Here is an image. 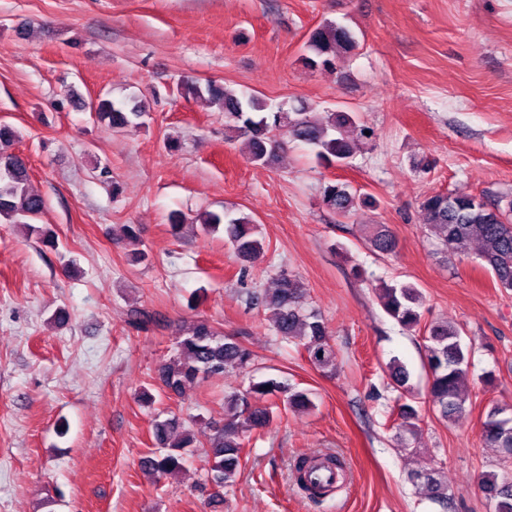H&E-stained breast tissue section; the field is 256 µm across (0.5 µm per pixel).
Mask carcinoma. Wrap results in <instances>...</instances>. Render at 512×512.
Returning <instances> with one entry per match:
<instances>
[{
  "label": "carcinoma",
  "mask_w": 512,
  "mask_h": 512,
  "mask_svg": "<svg viewBox=\"0 0 512 512\" xmlns=\"http://www.w3.org/2000/svg\"><path fill=\"white\" fill-rule=\"evenodd\" d=\"M357 45L352 31L337 22L326 21L309 32L304 62L310 67L333 68L336 59ZM180 89L197 97L208 94L217 109L224 113L228 130L242 140L248 159L253 163L269 164L282 150L283 142L277 131L288 138L316 149L317 159L326 166H341L354 154L353 112H331L317 116L299 108L292 112L267 111V104L256 94L236 93L210 83L201 86L185 82ZM100 122L114 129H124L145 116L144 106L131 102L115 104L101 99L95 108ZM17 139L15 130L0 125V221L7 224H28L45 208L43 197L29 186L30 176L23 158L13 151ZM323 202L337 215L349 216L358 207L371 208L376 201L361 194L349 184L334 180L323 191ZM421 209L430 233L448 249L476 240L480 243L479 258L492 273L498 286L512 289V197L497 200L488 206L471 195L434 194L424 197ZM206 234L224 228V234L235 253L254 265L264 258L259 225L247 217L226 219V215L206 212L200 219ZM381 255L395 252L396 240L385 224L374 226L368 238ZM386 313L400 325L413 329L421 324L422 294L411 283L380 288ZM306 288L303 281L291 273H281L274 279V288L249 294L251 303L268 307L272 312V328L278 338L300 345L313 364L321 369L334 366V350L323 317L305 306ZM460 329L446 322H432L427 327V367L430 374L429 393L441 418L450 420L464 410L466 402L462 386L468 376L469 356L464 352ZM175 354L159 369L163 390L179 396L186 384L219 375L227 368L245 371L250 368L253 353L234 336L221 335L206 319H198L175 338ZM394 379L403 389V396L412 395L409 374L397 359L391 363ZM282 396L284 409H309L313 402L309 394L297 391L275 379L249 381L247 388L224 395V422L210 425L212 434L204 450L206 480L219 490L209 504L224 507L222 490L232 487L243 466L246 434L261 431L273 421L278 403H264L268 396ZM504 410H491L482 425L485 445L495 449L504 460L512 459V416ZM399 429L416 434L418 411L403 404L399 413ZM153 437L156 451L145 458L144 467L159 478L180 472L186 462V449L194 447L195 438L176 417L158 421ZM307 459L293 464V474L311 499L322 494L315 482L305 483L302 473ZM409 479L426 488L431 498L445 502V490L438 485L429 470H413ZM482 490L492 503L494 512H512V473H488L482 477Z\"/></svg>",
  "instance_id": "carcinoma-1"
}]
</instances>
